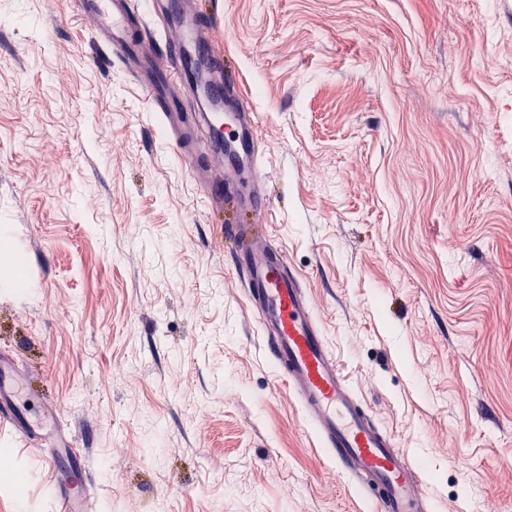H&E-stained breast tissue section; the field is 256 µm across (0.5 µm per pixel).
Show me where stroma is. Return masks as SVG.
Segmentation results:
<instances>
[{"mask_svg": "<svg viewBox=\"0 0 512 512\" xmlns=\"http://www.w3.org/2000/svg\"><path fill=\"white\" fill-rule=\"evenodd\" d=\"M260 115L274 240L432 512H512V0H202ZM0 354L91 512H372L270 361L224 217L70 0H0ZM0 512H53L42 454Z\"/></svg>", "mask_w": 512, "mask_h": 512, "instance_id": "stroma-1", "label": "stroma"}]
</instances>
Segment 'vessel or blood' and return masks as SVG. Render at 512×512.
<instances>
[{
    "label": "vessel or blood",
    "instance_id": "vessel-or-blood-1",
    "mask_svg": "<svg viewBox=\"0 0 512 512\" xmlns=\"http://www.w3.org/2000/svg\"><path fill=\"white\" fill-rule=\"evenodd\" d=\"M134 4L135 0H79L76 11L93 18L110 49L140 70L148 102L159 109L177 150H184L193 136L178 97L186 90L199 100L213 151L229 150L235 156L223 181L213 180L207 168L194 170L214 208L222 206L223 188H235L242 175L251 176L247 219L227 225L226 234L234 244L235 268L273 364L312 426L319 447L356 480L378 512H430L431 498L421 475L344 379L303 276L290 268L274 244L270 201L263 186L269 174L259 164L260 118L240 79L224 76L217 65L197 69L190 64L194 50L211 41V28L202 23L195 0H182L178 6L170 0H147L148 12L175 35V52L166 56L145 50L134 39ZM49 416V410L35 408L15 360L0 357V426L41 447L53 475L54 512H87L88 463L70 433L49 426Z\"/></svg>",
    "mask_w": 512,
    "mask_h": 512
}]
</instances>
